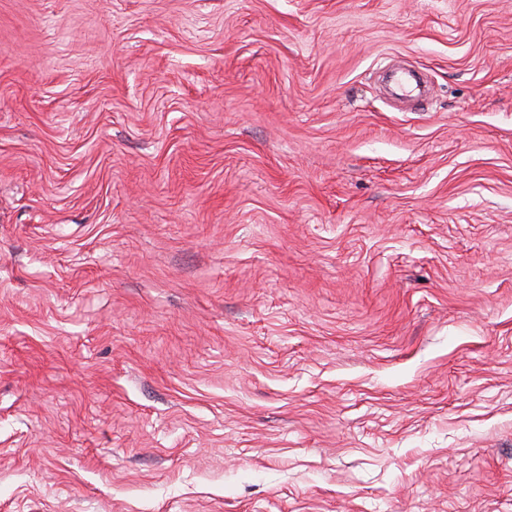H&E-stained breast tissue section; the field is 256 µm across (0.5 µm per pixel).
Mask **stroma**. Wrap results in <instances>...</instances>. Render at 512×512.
I'll return each instance as SVG.
<instances>
[{"mask_svg": "<svg viewBox=\"0 0 512 512\" xmlns=\"http://www.w3.org/2000/svg\"><path fill=\"white\" fill-rule=\"evenodd\" d=\"M0 512H512V0H0Z\"/></svg>", "mask_w": 512, "mask_h": 512, "instance_id": "obj_1", "label": "stroma"}]
</instances>
